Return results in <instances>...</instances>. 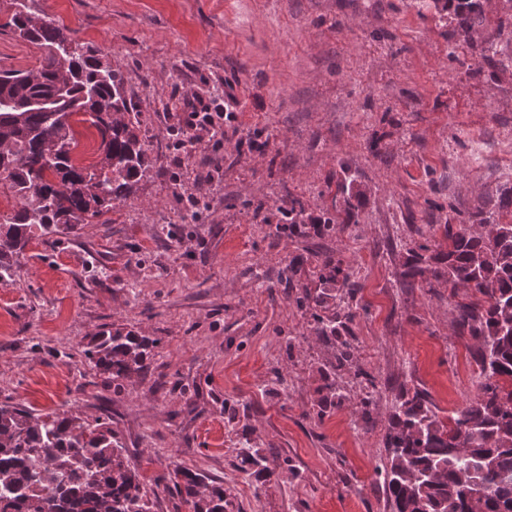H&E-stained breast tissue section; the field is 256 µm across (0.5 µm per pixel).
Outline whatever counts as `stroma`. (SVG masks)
Wrapping results in <instances>:
<instances>
[{"label": "stroma", "instance_id": "35a3bbf8", "mask_svg": "<svg viewBox=\"0 0 512 512\" xmlns=\"http://www.w3.org/2000/svg\"><path fill=\"white\" fill-rule=\"evenodd\" d=\"M27 6L121 72L149 173L78 235H34L0 285V403L108 415L154 512H191L159 480L172 460L223 485L226 512H392L380 468L394 404L419 393L447 419L479 374L455 325L473 293L403 282L419 246L447 250V225L479 210L512 221L497 207L512 189V10L486 8L455 44L431 0ZM13 11L0 0V70H27L41 51L12 32ZM190 88L226 91L224 128L243 145L201 144L177 167L168 130ZM212 155L216 189L189 201ZM348 175L364 193L353 209L336 190ZM297 200L333 231L280 232ZM328 257L350 303L320 287ZM307 292L347 315L348 361L297 305ZM115 330L156 341L118 389L83 355ZM247 451L278 457V476L246 470Z\"/></svg>", "mask_w": 512, "mask_h": 512}]
</instances>
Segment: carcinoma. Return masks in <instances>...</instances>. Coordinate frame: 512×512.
Instances as JSON below:
<instances>
[{"label": "carcinoma", "instance_id": "cac0c4a2", "mask_svg": "<svg viewBox=\"0 0 512 512\" xmlns=\"http://www.w3.org/2000/svg\"><path fill=\"white\" fill-rule=\"evenodd\" d=\"M450 15L449 38L465 42L483 26V0H433ZM9 25L37 45L39 65L0 74V183L19 199L0 215V284L15 282L16 268L38 230L75 236L112 204L126 199L148 171L138 113L130 110L122 75L105 67L97 51L80 45L75 31L36 18L26 0H14ZM99 134L97 160L78 165L72 118ZM310 223L303 205L288 210L284 230ZM448 227V251L414 256L407 286L426 271L452 291L480 294L461 304L456 325L477 340L479 392L443 422L424 398L397 402L386 434L383 465L393 512H512V222L493 216ZM338 267L326 258L319 281L336 287ZM316 334L336 339V311L315 315ZM154 341L120 331L94 336L86 361L109 374L115 388L145 371ZM248 464L278 474L279 462L248 456ZM167 479L193 512H224V487L172 462ZM485 497L466 503V491ZM154 503L109 417L72 412L35 413L0 404V512H153Z\"/></svg>", "mask_w": 512, "mask_h": 512}]
</instances>
